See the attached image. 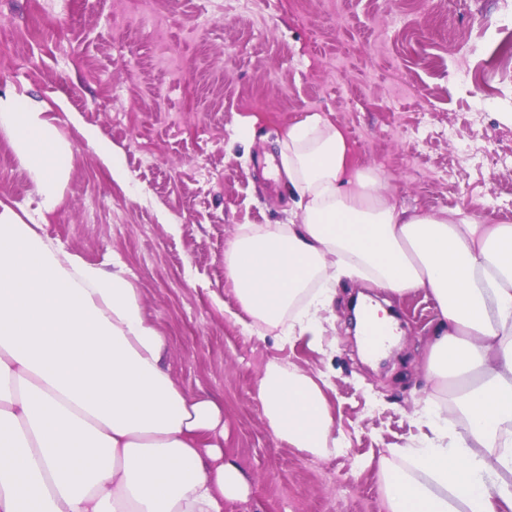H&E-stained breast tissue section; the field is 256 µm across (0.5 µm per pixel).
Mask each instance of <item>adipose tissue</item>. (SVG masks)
I'll use <instances>...</instances> for the list:
<instances>
[{"instance_id":"ef3b65f1","label":"adipose tissue","mask_w":512,"mask_h":512,"mask_svg":"<svg viewBox=\"0 0 512 512\" xmlns=\"http://www.w3.org/2000/svg\"><path fill=\"white\" fill-rule=\"evenodd\" d=\"M0 128L52 213L68 142L10 94ZM281 161L300 221L244 226L230 241L224 261L244 310L282 341L316 340L341 277L429 293L440 319L427 372L458 380L457 405L427 407L433 437L403 449L405 467L379 457L388 512H512V224L397 208L317 112L289 126ZM166 351L121 262H87L0 202V512H224L245 500L223 408L187 394ZM325 388L269 362L257 397L274 436L317 457L342 452Z\"/></svg>"}]
</instances>
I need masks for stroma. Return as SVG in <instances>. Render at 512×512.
I'll list each match as a JSON object with an SVG mask.
<instances>
[{
    "instance_id": "35a3bbf8",
    "label": "stroma",
    "mask_w": 512,
    "mask_h": 512,
    "mask_svg": "<svg viewBox=\"0 0 512 512\" xmlns=\"http://www.w3.org/2000/svg\"><path fill=\"white\" fill-rule=\"evenodd\" d=\"M511 39L512 0H0V94L39 105L72 151L43 220L37 176L0 129V201L86 261L130 269L174 379L224 408V446L252 483L224 512H387L376 459L422 445L424 408L454 392L426 372L440 310L422 290L343 279L319 343L257 335L224 253L241 226L287 223L289 125L323 113L399 207L512 224V51L484 65ZM361 293L402 330L381 364L357 343ZM272 360L328 381L342 453L274 437L257 398Z\"/></svg>"
}]
</instances>
